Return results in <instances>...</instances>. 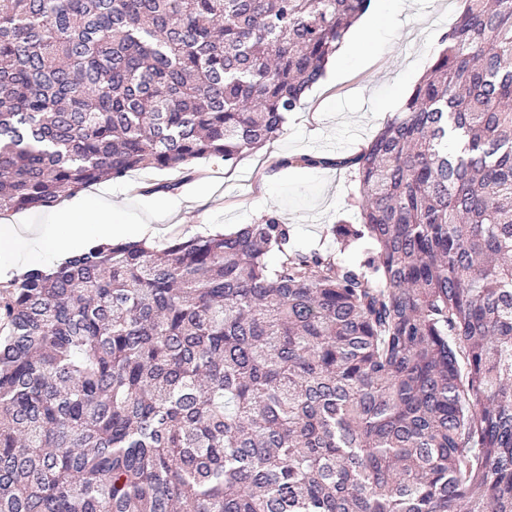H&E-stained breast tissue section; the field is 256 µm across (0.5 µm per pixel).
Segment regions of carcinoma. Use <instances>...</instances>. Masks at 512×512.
<instances>
[{
    "mask_svg": "<svg viewBox=\"0 0 512 512\" xmlns=\"http://www.w3.org/2000/svg\"><path fill=\"white\" fill-rule=\"evenodd\" d=\"M462 2L371 141L282 160L355 172L357 263L268 216L0 288V512H512V0ZM370 3L0 0V218L262 147Z\"/></svg>",
    "mask_w": 512,
    "mask_h": 512,
    "instance_id": "obj_1",
    "label": "carcinoma"
}]
</instances>
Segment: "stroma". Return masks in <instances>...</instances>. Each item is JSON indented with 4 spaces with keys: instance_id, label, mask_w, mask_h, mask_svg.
Listing matches in <instances>:
<instances>
[{
    "instance_id": "stroma-1",
    "label": "stroma",
    "mask_w": 512,
    "mask_h": 512,
    "mask_svg": "<svg viewBox=\"0 0 512 512\" xmlns=\"http://www.w3.org/2000/svg\"><path fill=\"white\" fill-rule=\"evenodd\" d=\"M460 0H411L409 9L375 16L359 54L330 61L324 78L301 108L288 116L286 129L261 151L227 162L218 157L178 170H137L110 180V194L93 185L84 195L104 207L118 204L158 228L153 247L162 249L173 228L232 232L273 215L291 228L292 252L329 255L355 262L361 245H345L332 234L336 223L359 221L362 193L353 171L285 167L301 154L347 156L359 151L394 113L392 99L408 98L441 51V39L455 21ZM172 184L169 192L161 184Z\"/></svg>"
}]
</instances>
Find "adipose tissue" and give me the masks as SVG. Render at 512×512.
<instances>
[{
  "label": "adipose tissue",
  "instance_id": "obj_1",
  "mask_svg": "<svg viewBox=\"0 0 512 512\" xmlns=\"http://www.w3.org/2000/svg\"><path fill=\"white\" fill-rule=\"evenodd\" d=\"M119 208L103 212L99 202L73 200L59 208L53 221L47 225L26 223L24 218L0 225V253L4 250L24 248L27 261H45L51 256L76 249L85 236L93 234L104 239H114L135 233L141 238L152 237L156 228L140 224L128 228L119 221Z\"/></svg>",
  "mask_w": 512,
  "mask_h": 512
}]
</instances>
